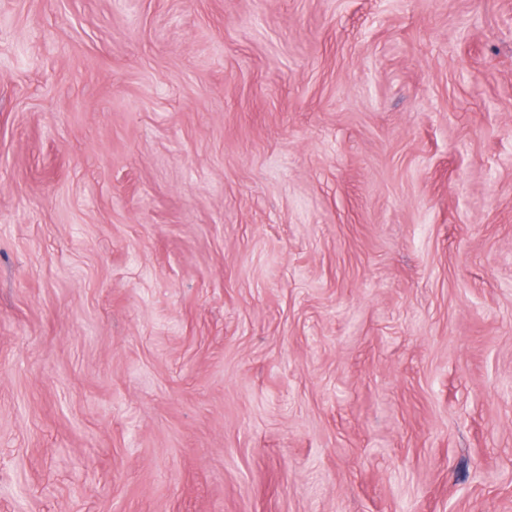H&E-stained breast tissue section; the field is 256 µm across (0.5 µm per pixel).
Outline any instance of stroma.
I'll return each mask as SVG.
<instances>
[{
	"label": "stroma",
	"mask_w": 512,
	"mask_h": 512,
	"mask_svg": "<svg viewBox=\"0 0 512 512\" xmlns=\"http://www.w3.org/2000/svg\"><path fill=\"white\" fill-rule=\"evenodd\" d=\"M512 512V0H0V512Z\"/></svg>",
	"instance_id": "stroma-1"
}]
</instances>
